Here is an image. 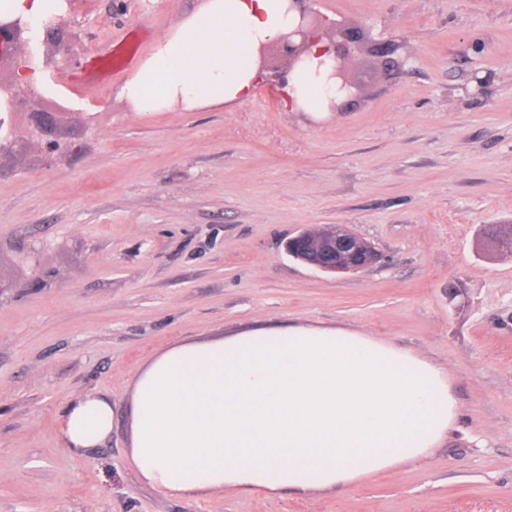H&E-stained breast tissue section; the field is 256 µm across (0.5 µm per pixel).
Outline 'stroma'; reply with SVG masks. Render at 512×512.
Instances as JSON below:
<instances>
[{
    "label": "stroma",
    "mask_w": 512,
    "mask_h": 512,
    "mask_svg": "<svg viewBox=\"0 0 512 512\" xmlns=\"http://www.w3.org/2000/svg\"><path fill=\"white\" fill-rule=\"evenodd\" d=\"M198 4L66 0L36 28L31 109L57 123L0 153V512H512V257L480 243L512 224V0H313L407 47L392 65L352 47L358 95L338 111H288L273 48L234 106L136 112L124 77L88 78L129 27L141 61ZM323 224L380 261L329 274L288 255ZM300 325L445 370L454 429L333 492L166 498L138 480L127 419L152 358ZM85 391L111 398L112 434L74 451L56 422Z\"/></svg>",
    "instance_id": "1"
}]
</instances>
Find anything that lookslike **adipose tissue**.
Here are the masks:
<instances>
[{
    "mask_svg": "<svg viewBox=\"0 0 512 512\" xmlns=\"http://www.w3.org/2000/svg\"><path fill=\"white\" fill-rule=\"evenodd\" d=\"M299 21L289 0H202L129 75L138 112H192L248 100L258 49ZM311 43L285 77L289 111L317 113L328 95ZM448 375L423 356L341 329L295 326L189 341L136 378L128 459L166 497L333 491L425 458L453 428ZM112 403L75 396L58 419L63 447L94 448L111 434Z\"/></svg>",
    "mask_w": 512,
    "mask_h": 512,
    "instance_id": "1",
    "label": "adipose tissue"
}]
</instances>
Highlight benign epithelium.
Here are the masks:
<instances>
[{"label":"benign epithelium","instance_id":"1","mask_svg":"<svg viewBox=\"0 0 512 512\" xmlns=\"http://www.w3.org/2000/svg\"><path fill=\"white\" fill-rule=\"evenodd\" d=\"M305 0H292L299 9V22L288 34L276 39L281 55L286 60L287 69H292L303 60L311 38L319 36L327 41L330 64L327 81L336 88V97L329 99V106H334L354 94V86L344 76L346 56L338 38L361 40L364 33L358 28H338L329 34L323 29L318 15L304 6ZM33 28L25 24L19 26L14 22H0V69L6 64L18 71H44L45 62L39 53L21 49L32 41ZM31 97V87L24 85L15 76L10 80L0 77V104L11 110L26 107ZM27 135L31 139L41 138L49 125L51 117L45 113L30 112ZM289 252L296 260L327 273L350 272L365 269L377 261V254L365 239L343 224L326 226L324 237L315 242L310 239L308 231H303L293 238Z\"/></svg>","mask_w":512,"mask_h":512}]
</instances>
